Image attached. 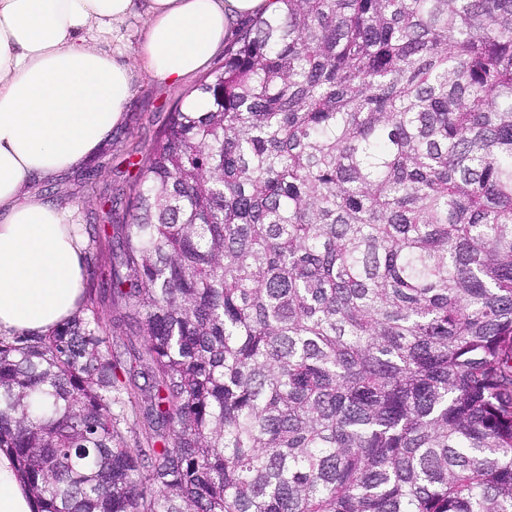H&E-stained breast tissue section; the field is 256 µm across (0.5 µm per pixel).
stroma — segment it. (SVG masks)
Returning <instances> with one entry per match:
<instances>
[{"label": "stroma", "instance_id": "stroma-1", "mask_svg": "<svg viewBox=\"0 0 512 512\" xmlns=\"http://www.w3.org/2000/svg\"><path fill=\"white\" fill-rule=\"evenodd\" d=\"M198 81L195 75L177 85L139 78L124 125L113 131L87 167L71 170L52 181H36L32 191L67 213L73 223L83 226L98 223L103 204L113 201L118 210H125L129 188L158 131L167 122L171 108L177 102L187 101L188 91ZM94 254L95 266L85 274V293L91 294L97 306L106 312H124V305L113 302L102 285L111 258L107 241H100Z\"/></svg>", "mask_w": 512, "mask_h": 512}]
</instances>
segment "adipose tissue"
I'll return each mask as SVG.
<instances>
[{"instance_id": "ef3b65f1", "label": "adipose tissue", "mask_w": 512, "mask_h": 512, "mask_svg": "<svg viewBox=\"0 0 512 512\" xmlns=\"http://www.w3.org/2000/svg\"><path fill=\"white\" fill-rule=\"evenodd\" d=\"M273 0H0V335L50 333L83 305L86 242L28 189L84 164L124 121L138 72L178 84ZM137 67L106 50L132 15ZM0 452V512H33Z\"/></svg>"}]
</instances>
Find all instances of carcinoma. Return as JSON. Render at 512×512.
<instances>
[{
	"label": "carcinoma",
	"mask_w": 512,
	"mask_h": 512,
	"mask_svg": "<svg viewBox=\"0 0 512 512\" xmlns=\"http://www.w3.org/2000/svg\"><path fill=\"white\" fill-rule=\"evenodd\" d=\"M276 4L113 225L135 320L0 337L34 512H512V0ZM107 345L112 347L114 355L120 356L121 360L127 361L129 366V354L131 349H141L144 347L145 338L136 331L117 330L112 333V328L106 334Z\"/></svg>",
	"instance_id": "cac0c4a2"
}]
</instances>
